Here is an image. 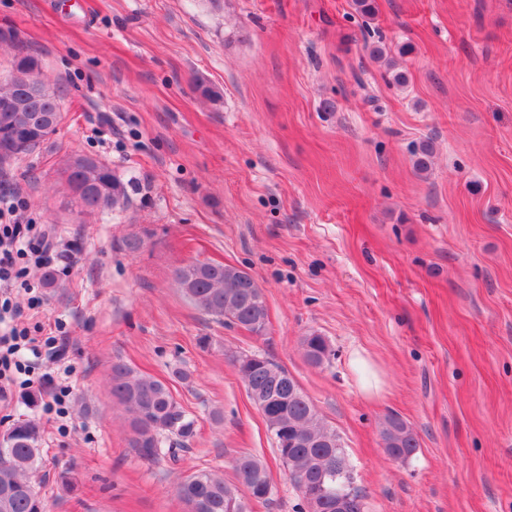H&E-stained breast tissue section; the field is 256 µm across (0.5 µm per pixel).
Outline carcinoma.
<instances>
[{"label":"carcinoma","instance_id":"1","mask_svg":"<svg viewBox=\"0 0 512 512\" xmlns=\"http://www.w3.org/2000/svg\"><path fill=\"white\" fill-rule=\"evenodd\" d=\"M38 73L37 58L18 48L11 76L0 84V100L19 101L24 111L0 112L1 165L44 146L61 124L58 90L42 80L39 93L30 94L29 84ZM66 182L84 187L88 214H108L129 206L125 184L92 156H83L78 165L69 161ZM174 275L183 295L201 311L227 326L265 334V294L249 273L224 263L195 260L176 268ZM301 345L314 366H322L331 356L328 341L315 332L303 337ZM233 363L264 418L289 479L301 475L311 485L324 468L353 473L340 437L323 423L287 370L256 353L239 355ZM110 386L112 396L131 417L130 445L140 458L176 460L183 441L195 433L196 419L174 398L169 386L122 361L112 364ZM382 438L396 461L411 459L419 448L417 435L398 416L386 417ZM40 439V428L33 420H20L0 435V512H46V500L32 478L41 466ZM233 470V483L216 472L199 470L177 485L176 494L184 503L195 502L198 512H252L254 503L271 499L274 487L262 461L241 454Z\"/></svg>","mask_w":512,"mask_h":512}]
</instances>
